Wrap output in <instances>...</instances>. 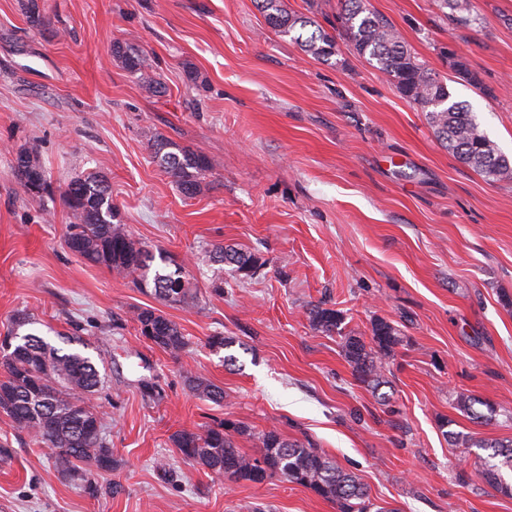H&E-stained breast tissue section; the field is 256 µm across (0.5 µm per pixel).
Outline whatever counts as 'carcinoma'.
<instances>
[{
  "instance_id": "obj_1",
  "label": "carcinoma",
  "mask_w": 512,
  "mask_h": 512,
  "mask_svg": "<svg viewBox=\"0 0 512 512\" xmlns=\"http://www.w3.org/2000/svg\"><path fill=\"white\" fill-rule=\"evenodd\" d=\"M254 4L268 25L281 35L289 36L299 27L315 25L309 17L288 12L284 0H254ZM21 7L31 27L43 29L48 25V17L41 12L37 0H22ZM438 7L449 10V18L460 26H470L475 21L469 0H438ZM336 28L358 55L376 63L404 98L426 113L436 136L459 161L489 180H512V161L478 129L468 109L452 100L448 84L418 62L391 23L367 8L364 0H337ZM299 45L325 62L337 52L336 38L320 27ZM112 54L150 88H160L146 56L120 44L113 46ZM448 61L459 78L478 83L465 57L450 52ZM152 147L184 196L192 198L202 192L212 169L205 156L187 151L160 134L154 136ZM13 171L26 195L40 197L27 186L43 172L36 155L27 150L16 153ZM62 196L70 213L64 239L69 251L91 264L130 277L141 287L152 286L162 302L197 305V291L190 287L186 267L176 264L162 250L152 251L133 239L123 225L113 223L115 207L105 179L95 174L76 175L66 184ZM215 262L219 268L213 270L211 285L216 294L224 292L220 288L224 283L222 265H232L235 272L245 276L261 266L256 255L229 246L216 250ZM308 316L314 330L326 336H340L343 355L355 380L377 393L379 404H386L387 395L381 388L389 384L385 376L388 361L403 345L401 330L377 319L367 344L361 336L342 333L343 316L333 308L313 305ZM133 321L141 336L172 356L177 358L186 351L188 342L180 325L159 309L138 308L133 312ZM10 323V349L0 357V367L5 372L0 379V411L11 419L18 433L31 436L35 443L49 449L63 474L81 480L98 462L111 469L114 460L106 438L109 423L93 404L104 389L105 377L90 357L72 348L74 344L84 348L87 344L77 336H63V346L57 347L34 333H20L34 324L25 311L13 314ZM185 383L201 398L215 403L224 401V390L205 378L188 372ZM248 434L246 425L226 420L201 431H178L171 440L184 460L200 466L217 480L261 484L278 478L331 502L336 512H398L376 505L359 478L314 443L288 440L271 428L259 436L260 451L247 455L237 447L235 436ZM478 448L489 451L480 458L484 481L497 491L512 495V483L502 473L504 468L512 471V441L492 440Z\"/></svg>"
}]
</instances>
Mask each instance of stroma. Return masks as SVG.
Masks as SVG:
<instances>
[{
    "label": "stroma",
    "mask_w": 512,
    "mask_h": 512,
    "mask_svg": "<svg viewBox=\"0 0 512 512\" xmlns=\"http://www.w3.org/2000/svg\"><path fill=\"white\" fill-rule=\"evenodd\" d=\"M471 3L476 23L458 28L436 0H366L512 159V0ZM38 4L42 32L21 0H0V336L24 311L52 344L88 343L106 372L95 404L116 466L64 477L0 412V512H336L286 481L214 480L170 441L226 420L249 427L236 439L247 454L273 426L312 440L400 512H512L480 476L477 448L440 429L448 419L475 440L512 439V180L461 164L346 38L315 59L253 0ZM116 43L149 57L160 91L113 60ZM448 46L478 84L455 77ZM159 133L211 160L201 194L179 193L151 149ZM21 149L42 162L43 198L12 174ZM87 171L107 178L116 223L186 264L197 307L159 303L65 247L60 190ZM227 245L261 265L225 272L216 295L212 255ZM314 304L366 340L378 318L402 330L388 405L355 381L338 336L311 329ZM147 306L181 326V357L140 336L131 316ZM216 334L232 347H209ZM189 370L223 388V403L193 396ZM461 393L496 415L471 421Z\"/></svg>",
    "instance_id": "stroma-1"
}]
</instances>
